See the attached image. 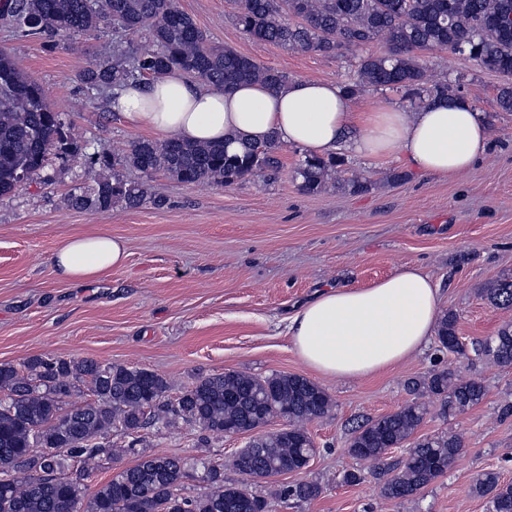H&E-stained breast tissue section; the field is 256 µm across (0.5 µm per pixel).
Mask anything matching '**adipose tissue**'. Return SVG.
Masks as SVG:
<instances>
[{"label": "adipose tissue", "instance_id": "adipose-tissue-1", "mask_svg": "<svg viewBox=\"0 0 512 512\" xmlns=\"http://www.w3.org/2000/svg\"><path fill=\"white\" fill-rule=\"evenodd\" d=\"M112 109L129 125L166 140L224 142L269 135L289 147L324 156L339 142L377 163L402 158L436 175L463 173L481 161L492 142L482 113L464 101L437 102L406 111L357 112L336 84L296 80L274 91L254 83L224 93L174 72L124 88ZM125 240L103 234L73 236L54 252L56 272L69 280H93L122 267ZM441 296L431 277L405 267L363 288H328L305 302L288 323L299 357L328 378H362L418 352L440 320Z\"/></svg>", "mask_w": 512, "mask_h": 512}]
</instances>
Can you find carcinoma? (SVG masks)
<instances>
[{"label": "carcinoma", "mask_w": 512, "mask_h": 512, "mask_svg": "<svg viewBox=\"0 0 512 512\" xmlns=\"http://www.w3.org/2000/svg\"><path fill=\"white\" fill-rule=\"evenodd\" d=\"M233 5V21L246 35L286 50L334 55L343 47L384 40L383 52L356 62L353 78L343 86L351 98L369 89L395 90L412 109L457 100L453 84L429 78L423 54L458 51L506 77L497 88L496 104L499 111L512 112V0H233ZM0 17L12 20L25 36L66 43L95 36L104 24H112V52L78 75L90 97L175 70L221 92L242 83L277 90L289 82L286 73L209 41L177 0H0ZM281 150L273 137L263 143L243 140L241 152L233 155L222 143L138 139L123 154L93 157L92 163L114 172H89V182L71 190L66 203L99 212L119 204L160 207L164 200L148 191V181L158 173L185 184L224 187L251 176L274 177L282 167ZM79 153L43 88L0 49V196L12 194L21 177L33 179L50 156ZM341 165L336 155L305 157L296 172L301 190L321 191ZM124 167L139 171L143 180L120 178L115 169ZM487 299L511 310L512 277L497 280ZM437 339L459 358L481 352L512 365L511 322L491 341L469 349L458 340L455 314L447 313ZM83 382L91 385L95 402L72 401ZM411 385L439 401L445 415L462 414L487 395L482 381L461 380L447 369L433 370ZM167 392V381L155 372L92 359L33 357L21 370L0 364V512H72L75 506L84 512H153L159 506L164 512H257L266 501L225 484L216 467L207 469L212 489L205 495H175L188 477L185 463L178 456L155 454L140 455L87 499V469L65 466L61 454L85 463L118 457L127 449L112 447V431L135 432L159 421H182L222 436L260 429L281 414L288 419L285 430L258 435L257 447L232 462L241 475L265 479L301 471L315 452L305 423L331 407L323 387L297 374L262 378L228 371L198 379L173 399ZM426 413L425 403L414 401L351 431L347 452L370 466L385 499L417 494L444 475L461 452L457 437L441 436L417 440L409 457L388 461V451L412 440ZM472 491L486 499V512H512V483L501 481L498 473L479 475ZM320 494L321 487L311 481L275 489L283 500L305 502Z\"/></svg>", "instance_id": "1"}]
</instances>
